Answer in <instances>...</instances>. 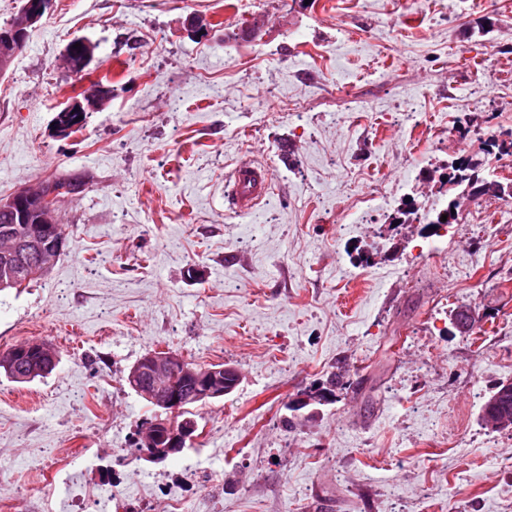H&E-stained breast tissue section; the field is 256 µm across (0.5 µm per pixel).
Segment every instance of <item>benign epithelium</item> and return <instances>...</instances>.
<instances>
[{
    "label": "benign epithelium",
    "instance_id": "benign-epithelium-1",
    "mask_svg": "<svg viewBox=\"0 0 512 512\" xmlns=\"http://www.w3.org/2000/svg\"><path fill=\"white\" fill-rule=\"evenodd\" d=\"M53 0H29L25 7L22 22L12 28L0 31V64L10 63L29 36L30 30L50 12ZM97 107V102L85 87H80L67 111L88 112ZM69 187L53 183H40L35 187L24 186L5 202V205L19 210L22 222H27V214L33 210L38 214L37 223L42 233L27 237V245L35 251L37 262L33 265L35 275L46 277L55 265L61 246L51 240L48 234L55 224V206ZM231 372L234 384L224 385L222 373ZM131 385L140 398L150 402L155 412L153 418L142 426L141 437L151 451L141 454L143 460L158 463L161 460L183 452L195 440V427L177 419L180 390L183 383L193 381L205 388V394L221 399L231 394L240 384V373L231 366L221 370L199 372L177 354H151L135 364L131 371ZM331 399L330 394L315 389L303 393L296 407L304 408L314 403H324Z\"/></svg>",
    "mask_w": 512,
    "mask_h": 512
}]
</instances>
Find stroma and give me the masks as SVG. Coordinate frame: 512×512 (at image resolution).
<instances>
[{
    "label": "stroma",
    "mask_w": 512,
    "mask_h": 512,
    "mask_svg": "<svg viewBox=\"0 0 512 512\" xmlns=\"http://www.w3.org/2000/svg\"><path fill=\"white\" fill-rule=\"evenodd\" d=\"M76 39L112 92L64 136ZM510 44L512 0H54L0 76V200L88 185L59 203L67 254L0 294V351L62 348L0 377V512H163L172 489L184 512H512V430L481 420L512 380V205L440 228L419 180L512 128ZM246 158L273 182L241 214ZM154 350L242 377L162 464L135 458L151 410L123 381ZM340 365L349 388L287 428ZM29 343L12 347L0 353V376L3 375L12 382L22 384L45 378L55 370L59 362L58 359L55 367L47 373L42 374L37 372L31 378L24 380V377L30 376L34 371L40 368V362L35 353H25L23 356H20L19 353H15L25 347H30L28 346Z\"/></svg>",
    "instance_id": "1"
}]
</instances>
